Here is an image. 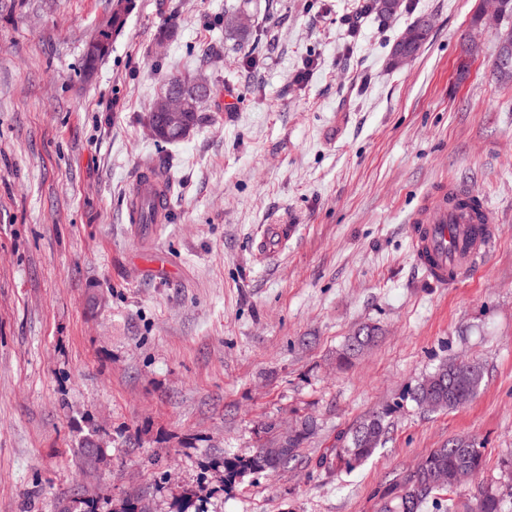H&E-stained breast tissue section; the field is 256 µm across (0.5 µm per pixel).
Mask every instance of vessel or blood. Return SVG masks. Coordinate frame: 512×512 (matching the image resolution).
I'll use <instances>...</instances> for the list:
<instances>
[{"label":"vessel or blood","instance_id":"obj_1","mask_svg":"<svg viewBox=\"0 0 512 512\" xmlns=\"http://www.w3.org/2000/svg\"><path fill=\"white\" fill-rule=\"evenodd\" d=\"M139 197L154 200L160 220H167V198L156 196L150 183L136 177ZM498 235L495 210L485 197L437 184L409 220L411 250L428 280L445 287L473 278L479 259Z\"/></svg>","mask_w":512,"mask_h":512}]
</instances>
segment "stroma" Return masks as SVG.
<instances>
[{
    "instance_id": "1",
    "label": "stroma",
    "mask_w": 512,
    "mask_h": 512,
    "mask_svg": "<svg viewBox=\"0 0 512 512\" xmlns=\"http://www.w3.org/2000/svg\"><path fill=\"white\" fill-rule=\"evenodd\" d=\"M119 3L124 25L84 79L85 46ZM353 4L0 0V512H377L389 483L459 437L485 451L459 494L503 482L512 83L492 73L494 30L471 27L481 0H412L387 23L354 20ZM231 10L251 19L246 41L224 31ZM421 17L427 40L390 68ZM180 74L212 94L185 139L160 144L146 117ZM157 167L171 215L130 223L135 176ZM443 181L499 220L474 278L447 288L416 267L407 222ZM270 224L292 230L267 254ZM155 250L166 267L138 264ZM365 325L375 343L338 364ZM451 357L483 370L468 404L427 412L404 398ZM388 406L367 462L318 466ZM300 415L319 426L301 463L225 482L224 455H250L269 424Z\"/></svg>"
}]
</instances>
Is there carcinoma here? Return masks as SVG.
I'll list each match as a JSON object with an SVG mask.
<instances>
[{"mask_svg": "<svg viewBox=\"0 0 512 512\" xmlns=\"http://www.w3.org/2000/svg\"><path fill=\"white\" fill-rule=\"evenodd\" d=\"M405 0H363L360 13L376 16L387 22L405 10ZM124 17L119 12L110 15L87 44L82 59L83 74L94 73L111 47L112 30L120 27ZM224 29L242 39L251 34L249 19L239 11L224 16ZM375 328L364 327L349 337L340 359L348 360L368 348L374 341ZM483 379L482 369L460 382L456 378V361L440 363L425 378L407 390V396L418 406L428 399L433 410H452L466 405L476 395ZM391 409L373 413L337 436L339 448L334 457H323L320 464L351 472L368 460L382 444L389 429ZM310 428L299 434L290 445L276 456L265 457L253 453L249 456L224 457V480L230 482L246 474H272L279 467L298 460L303 445L315 434L317 422L310 416L299 418ZM483 470V449L470 446L465 439H455L442 448L433 449L416 468L403 473L387 489L386 500L380 512H422L432 504L438 512H504V498L499 489L488 484L474 494L457 496V480L461 473L473 476Z\"/></svg>", "mask_w": 512, "mask_h": 512, "instance_id": "1", "label": "carcinoma"}]
</instances>
